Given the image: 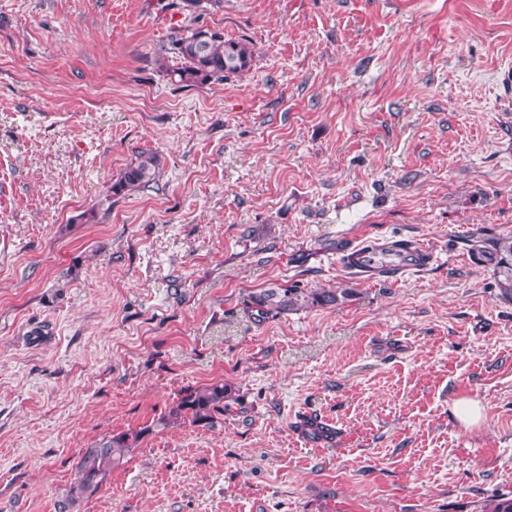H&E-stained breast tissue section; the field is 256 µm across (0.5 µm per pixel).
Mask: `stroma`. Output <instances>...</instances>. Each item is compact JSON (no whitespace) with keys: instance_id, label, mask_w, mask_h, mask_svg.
Masks as SVG:
<instances>
[{"instance_id":"obj_1","label":"stroma","mask_w":512,"mask_h":512,"mask_svg":"<svg viewBox=\"0 0 512 512\" xmlns=\"http://www.w3.org/2000/svg\"><path fill=\"white\" fill-rule=\"evenodd\" d=\"M0 0V512H482L512 493V0ZM251 68L182 88L187 27ZM155 181L112 186L137 154ZM434 254L398 275L366 242ZM351 290L258 320L270 287ZM238 402L157 427L190 388ZM482 406L460 422L459 400ZM475 246L486 265L492 267L496 284L503 297L512 300V235L488 241L475 236ZM373 247L356 248L351 257L346 261L345 266L355 272L362 274H375L381 270L394 269L395 273L406 270L417 269L419 266L429 262L428 251L419 243H409L407 252H385L376 245ZM149 432V428H143L108 435L88 449L78 462L77 478L66 499L67 507L94 496L112 469L123 464Z\"/></svg>"}]
</instances>
